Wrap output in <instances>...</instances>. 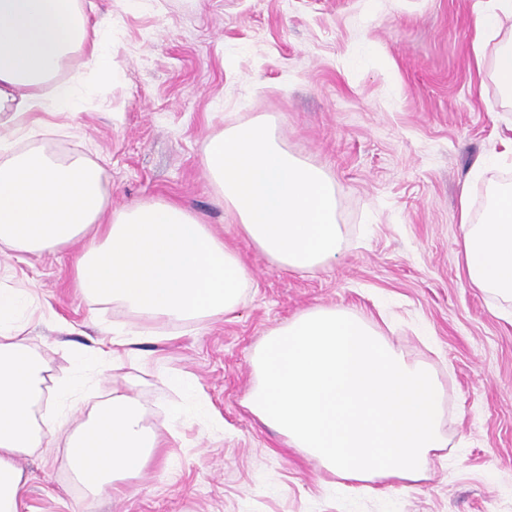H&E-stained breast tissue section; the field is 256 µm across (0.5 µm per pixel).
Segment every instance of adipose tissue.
Wrapping results in <instances>:
<instances>
[{
    "label": "adipose tissue",
    "instance_id": "adipose-tissue-1",
    "mask_svg": "<svg viewBox=\"0 0 512 512\" xmlns=\"http://www.w3.org/2000/svg\"><path fill=\"white\" fill-rule=\"evenodd\" d=\"M476 13V67L491 66L512 94V0ZM112 24L91 20L83 0H0V252L41 254L74 243L76 288L90 301L119 303L144 321L189 323L232 313L250 285L246 267L209 225L184 205L140 202L108 211L101 166L11 134L33 112L83 110L94 76L116 79ZM492 57H485L487 44ZM205 170L238 232L286 272L330 265L341 251L336 186L291 154L273 117L259 115L205 139ZM474 216L460 202L461 271L470 284L512 308V184H494ZM30 288H0V512H19L27 478L20 457L43 448L46 433L67 431L68 463L86 494L141 473L169 440L145 422L128 384L108 394L72 377L47 385L33 338ZM88 419L69 428V410Z\"/></svg>",
    "mask_w": 512,
    "mask_h": 512
}]
</instances>
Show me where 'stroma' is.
Masks as SVG:
<instances>
[{
  "label": "stroma",
  "instance_id": "35a3bbf8",
  "mask_svg": "<svg viewBox=\"0 0 512 512\" xmlns=\"http://www.w3.org/2000/svg\"><path fill=\"white\" fill-rule=\"evenodd\" d=\"M489 0H85L112 20L122 78L39 140L103 168L110 206L175 200L235 248L251 274L234 314L145 324L96 305L72 283L80 253H0V284L35 289L51 314L31 334L47 378L114 329L140 334L95 378L136 387L146 422L176 439L116 490L73 484L66 436L21 457L20 512H512V319L460 271L461 196L473 214L489 184L512 180L497 136L512 125L489 73L474 66V16ZM259 114L289 152L336 183L342 251L329 266L284 272L236 235L200 146ZM378 322L444 386L446 448L407 485L355 492L288 447L245 400L268 332L314 307Z\"/></svg>",
  "mask_w": 512,
  "mask_h": 512
}]
</instances>
